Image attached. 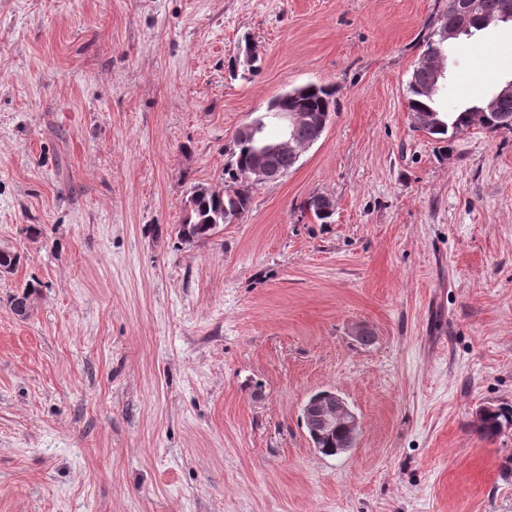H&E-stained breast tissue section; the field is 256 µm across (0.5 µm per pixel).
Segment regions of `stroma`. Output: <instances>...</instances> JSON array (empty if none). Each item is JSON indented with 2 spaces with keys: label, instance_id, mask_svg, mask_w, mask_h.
I'll return each instance as SVG.
<instances>
[{
  "label": "stroma",
  "instance_id": "stroma-1",
  "mask_svg": "<svg viewBox=\"0 0 512 512\" xmlns=\"http://www.w3.org/2000/svg\"><path fill=\"white\" fill-rule=\"evenodd\" d=\"M447 7L0 0V512H512V430L473 425L512 405V130L407 109ZM444 65L442 110L487 101L512 24ZM311 82L321 139L182 242L237 128ZM329 388L362 421L338 456L300 423Z\"/></svg>",
  "mask_w": 512,
  "mask_h": 512
}]
</instances>
